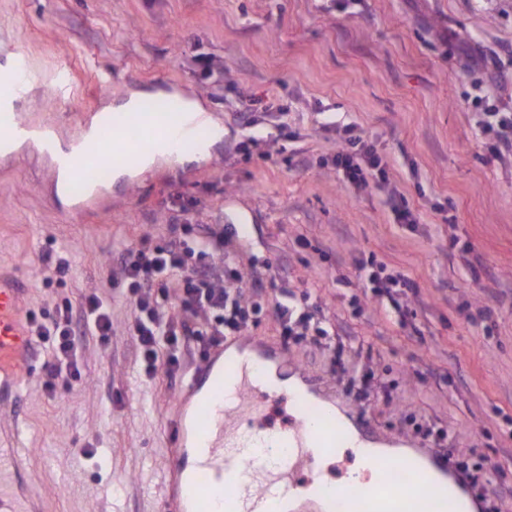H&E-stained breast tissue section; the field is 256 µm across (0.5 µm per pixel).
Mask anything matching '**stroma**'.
Listing matches in <instances>:
<instances>
[{"mask_svg": "<svg viewBox=\"0 0 512 512\" xmlns=\"http://www.w3.org/2000/svg\"><path fill=\"white\" fill-rule=\"evenodd\" d=\"M497 64L469 63L471 44ZM25 51L43 92L21 111L71 135L74 112L163 89L197 98L224 122L204 164L164 165L114 182L98 210L76 214L32 147L0 156V270L27 275V308L109 285L106 262L125 245L162 243L172 216L229 224L230 251L274 274L329 317L367 377L365 394L312 341L291 346L326 400L369 418L373 440L431 452L422 421L447 430L460 463L500 468L493 500L512 503V160L493 156L474 97L512 113V0H0V52ZM223 61L206 75L194 59ZM70 74L68 99L51 85ZM281 94L304 136L300 163L237 153L243 103ZM357 124L390 158L421 222L396 224L384 193L345 187L325 159L320 110ZM454 223H445V216ZM255 225L253 238L237 232ZM67 254L44 282L40 256ZM371 259L418 285L407 325L364 293ZM181 379L140 375L134 340L86 342L81 380L46 396L40 380L0 401L45 512H157L171 466L170 419Z\"/></svg>", "mask_w": 512, "mask_h": 512, "instance_id": "stroma-1", "label": "stroma"}]
</instances>
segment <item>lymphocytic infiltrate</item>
I'll return each instance as SVG.
<instances>
[{
	"label": "lymphocytic infiltrate",
	"instance_id": "f902f5d3",
	"mask_svg": "<svg viewBox=\"0 0 512 512\" xmlns=\"http://www.w3.org/2000/svg\"><path fill=\"white\" fill-rule=\"evenodd\" d=\"M261 114L275 120L281 138L301 139L280 96H268L260 108L247 104L239 111L246 128L255 126ZM474 118L492 154L512 155L511 112L485 106ZM322 129L333 145L331 165L345 184L357 190L376 186L391 202L397 223L410 228L419 224V214L392 177L389 158L374 141L351 123L334 120ZM227 240V229L221 224H172L164 245L146 239L129 245L118 263L110 266L111 285L121 286L132 307L131 316L120 327L135 339L140 371L147 381L162 375L187 376L225 337L242 334L250 319L263 312L261 293L244 288L253 272L225 254ZM357 269L373 296L387 299L394 311H401L402 297L416 291L412 278L386 265L370 271L361 263ZM28 320L33 341L49 353L41 384L49 395L58 383L82 378L87 337L106 344L120 328L112 320V294L102 290L54 303L48 312L29 313ZM278 325L283 344L310 337L331 343L333 365L344 368V348L335 344V330L326 316L291 297L279 307Z\"/></svg>",
	"mask_w": 512,
	"mask_h": 512
}]
</instances>
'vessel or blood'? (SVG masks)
I'll return each instance as SVG.
<instances>
[{"mask_svg":"<svg viewBox=\"0 0 512 512\" xmlns=\"http://www.w3.org/2000/svg\"><path fill=\"white\" fill-rule=\"evenodd\" d=\"M38 89L24 54L12 52L10 65L0 69V147L10 142L35 146L55 169L76 178L96 166L134 164L163 145H195L209 126L205 112H184L171 122L162 112L87 107L73 120L91 129V137L75 148L62 146L53 125L13 110L16 100ZM24 295L22 272L1 271L0 391L16 395L36 373L29 359L32 332ZM241 347L233 339L213 349L178 398L170 422L176 485L164 489L161 512H214L218 500L226 512H290L297 489L313 483L320 489V512H469L465 497L448 480L455 464L444 454L427 461L415 455L390 459L366 448L362 454L373 470L371 486L322 482L323 457L347 447L352 432L370 433V425L361 420L355 430L345 429L313 398L306 379L282 385L288 375L287 347L255 356L242 354ZM265 439L287 451L273 470L252 454L255 442ZM198 447L206 448V459L190 462ZM40 503L25 478L19 448L9 439L0 442V512H40Z\"/></svg>","mask_w":512,"mask_h":512,"instance_id":"vessel-or-blood-1","label":"vessel or blood"}]
</instances>
